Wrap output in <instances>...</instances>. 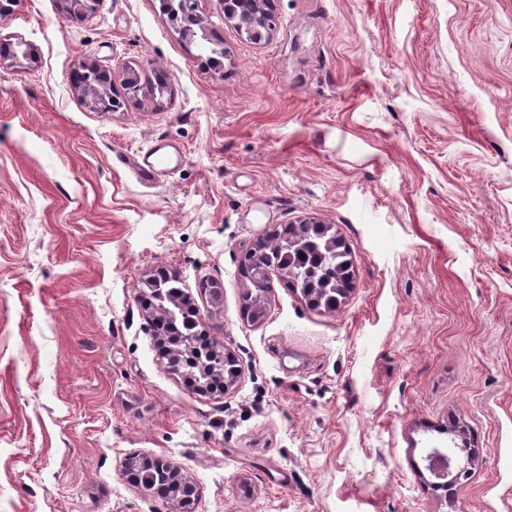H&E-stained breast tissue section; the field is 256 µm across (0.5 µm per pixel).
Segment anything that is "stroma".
Wrapping results in <instances>:
<instances>
[{"instance_id": "stroma-1", "label": "stroma", "mask_w": 512, "mask_h": 512, "mask_svg": "<svg viewBox=\"0 0 512 512\" xmlns=\"http://www.w3.org/2000/svg\"><path fill=\"white\" fill-rule=\"evenodd\" d=\"M196 12L202 38L159 0L0 18L36 55L0 62V512H173L134 454L179 465L197 512H512V0H274L259 44ZM85 60L120 111L85 107ZM158 139L182 158L146 184ZM307 218L351 292L314 309L276 275L248 322L243 251ZM161 271L236 355L229 391L168 367L138 299ZM457 436L477 463L447 491L425 456ZM124 471L127 476H131L132 479L139 483L138 473L143 487L146 490L156 489L163 484L161 471L155 461L146 462L145 460L138 458L137 471L135 466L130 464L129 460L124 462ZM128 473V474H127ZM150 488V489H148Z\"/></svg>"}]
</instances>
